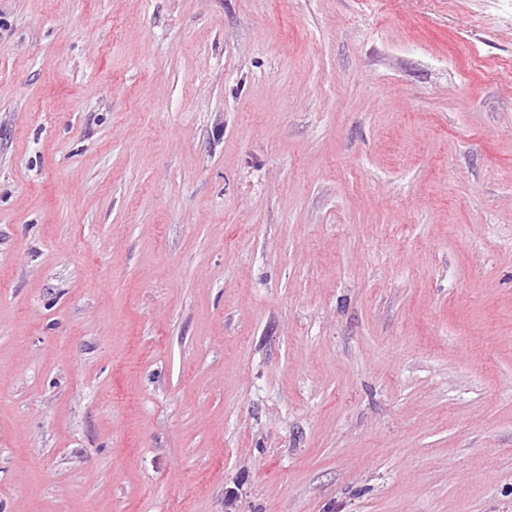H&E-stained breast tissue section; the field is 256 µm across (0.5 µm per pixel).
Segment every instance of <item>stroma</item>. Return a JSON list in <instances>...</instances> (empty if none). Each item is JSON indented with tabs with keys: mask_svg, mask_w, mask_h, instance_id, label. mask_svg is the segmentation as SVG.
<instances>
[{
	"mask_svg": "<svg viewBox=\"0 0 512 512\" xmlns=\"http://www.w3.org/2000/svg\"><path fill=\"white\" fill-rule=\"evenodd\" d=\"M0 512H512V0H0Z\"/></svg>",
	"mask_w": 512,
	"mask_h": 512,
	"instance_id": "35a3bbf8",
	"label": "stroma"
}]
</instances>
